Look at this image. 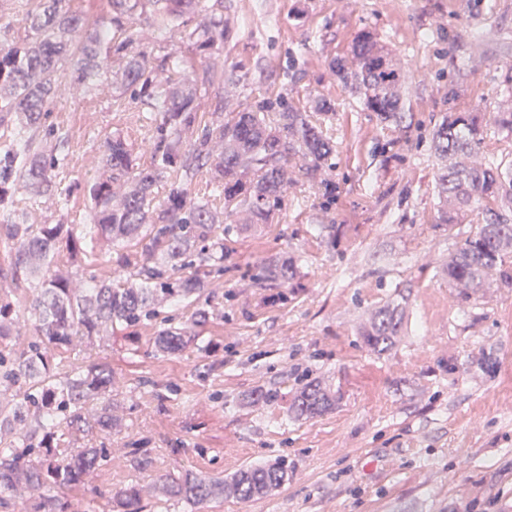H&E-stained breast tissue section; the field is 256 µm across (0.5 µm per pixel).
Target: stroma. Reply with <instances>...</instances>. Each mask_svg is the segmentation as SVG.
<instances>
[{
    "label": "stroma",
    "instance_id": "stroma-1",
    "mask_svg": "<svg viewBox=\"0 0 512 512\" xmlns=\"http://www.w3.org/2000/svg\"><path fill=\"white\" fill-rule=\"evenodd\" d=\"M225 70L234 104L284 100L302 110L325 99L335 109L322 130L335 153L307 177L289 157L288 189L271 223L245 229L233 213L224 234V273L208 289L218 311L201 330L212 348L176 355L152 348L162 318L189 322L204 298L166 303L133 339L96 341L68 365L105 360L121 431L114 462L81 493L58 491L67 512H108L131 484L185 472L229 478L287 457L289 477L272 494L193 507L148 499L147 512H512V288L499 272L484 288H453L444 272L479 218L440 221L432 132L448 113L476 112L482 158L512 162V0H224ZM372 31L404 73L401 113L380 122L361 95L329 69ZM48 122L67 136L71 163L56 196L31 211L35 224H88L84 190L100 173L106 136L128 134L138 162L150 159L157 125L119 78L104 73L86 96L64 94ZM292 261L288 282L269 268ZM403 317L395 346L369 349L372 314ZM335 406L311 418L288 407L308 380ZM276 401H251L255 390ZM149 449L141 471L132 452Z\"/></svg>",
    "mask_w": 512,
    "mask_h": 512
}]
</instances>
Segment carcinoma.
<instances>
[{"mask_svg":"<svg viewBox=\"0 0 512 512\" xmlns=\"http://www.w3.org/2000/svg\"><path fill=\"white\" fill-rule=\"evenodd\" d=\"M18 0L24 37H0V127H11L12 143L0 150V207L15 209V195L37 202L56 195V172L70 164V153L42 135L53 103L70 88L87 95L101 79V55L112 59L122 83L146 97L147 111L160 123L149 144L151 162L134 163L135 146L110 135L100 156L103 175L89 183L87 198L94 212L81 231L62 224H29L21 213L0 224V237L14 245V258L0 267V282L28 284L27 307L37 339L19 352L0 350V509L26 498L29 512H63L55 489L77 491L94 472L111 461L112 449L77 446L78 436L110 434L119 425L112 411L115 383L108 362L71 367L59 373L49 352H71L95 336H116L157 317V305L193 296L206 287L205 278L224 273V239L215 233L218 204L234 212L242 207L252 224H268L282 206L287 190L286 157L297 153L305 174L313 177L327 164L333 146L311 116L285 105L265 103L227 114H198L194 102L214 83L232 84L236 76L218 67L224 39L223 0H107L106 14L94 21L71 7V0ZM196 23L188 27L185 17ZM166 29L178 42L204 55L202 76L175 82L166 70L194 68L172 51L151 66L139 26ZM80 41L70 45L66 35ZM353 63L330 62L336 78L363 92L365 107L382 122L401 110V69L373 36H359ZM203 125L201 139L191 143L188 131ZM482 143L474 112H450L433 134L434 151L448 159L438 175L444 207L442 224L456 223L460 213L479 205L483 223L448 261L445 274L459 288H480L488 274L512 253V166L502 170L477 156ZM210 167L217 195L192 188L196 173ZM170 181L163 197L158 186ZM206 248H198L201 243ZM141 252L131 254L132 244ZM101 248L115 261L123 278L74 285L72 273L58 268ZM17 312L0 294V341L14 335ZM401 318L383 308L363 332L375 352L392 348ZM197 340L186 326L169 325L154 337L162 354H178ZM336 398L318 381L307 383L293 398L297 417L321 414ZM288 481V463L277 459L250 467L224 480L192 472L168 476L154 486L166 499L194 506L219 496L241 501L261 498ZM143 489L127 486L116 492L118 512H142Z\"/></svg>","mask_w":512,"mask_h":512,"instance_id":"obj_1","label":"carcinoma"}]
</instances>
